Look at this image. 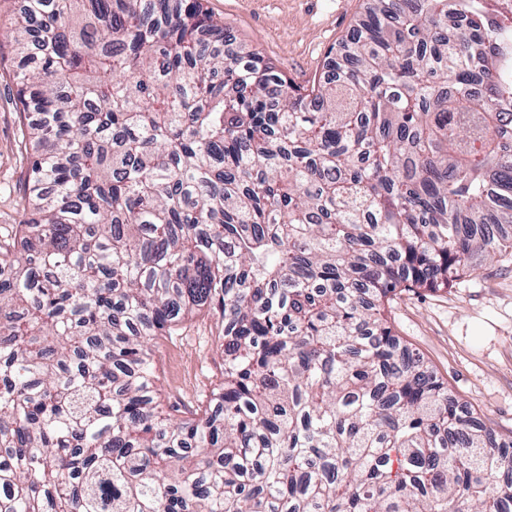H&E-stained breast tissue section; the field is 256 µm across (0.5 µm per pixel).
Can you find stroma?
Instances as JSON below:
<instances>
[{
	"label": "stroma",
	"mask_w": 512,
	"mask_h": 512,
	"mask_svg": "<svg viewBox=\"0 0 512 512\" xmlns=\"http://www.w3.org/2000/svg\"><path fill=\"white\" fill-rule=\"evenodd\" d=\"M369 0H204L235 44L258 50L296 83L326 78L329 59L364 17ZM23 0H0V244L11 241L32 155L29 118L17 111L9 20ZM395 333L448 391L476 411L496 444H512V259L479 264L448 289L403 293L391 308ZM222 325L186 318L155 350L164 410L185 409L224 379Z\"/></svg>",
	"instance_id": "stroma-1"
}]
</instances>
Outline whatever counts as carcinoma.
<instances>
[{"label": "carcinoma", "mask_w": 512, "mask_h": 512, "mask_svg": "<svg viewBox=\"0 0 512 512\" xmlns=\"http://www.w3.org/2000/svg\"><path fill=\"white\" fill-rule=\"evenodd\" d=\"M311 87L203 0H26L0 246V512H512V448L390 304L512 255V21L370 0ZM224 382L159 411L201 310Z\"/></svg>", "instance_id": "1"}]
</instances>
